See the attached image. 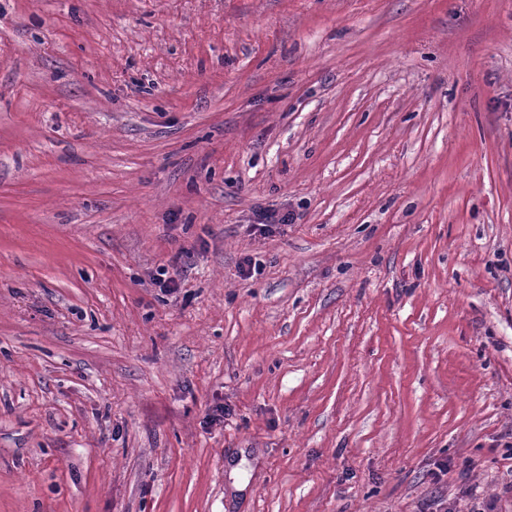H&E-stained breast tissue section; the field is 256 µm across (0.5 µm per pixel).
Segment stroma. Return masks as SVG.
Masks as SVG:
<instances>
[{
  "label": "stroma",
  "mask_w": 512,
  "mask_h": 512,
  "mask_svg": "<svg viewBox=\"0 0 512 512\" xmlns=\"http://www.w3.org/2000/svg\"><path fill=\"white\" fill-rule=\"evenodd\" d=\"M449 504L512 512V0H0V512Z\"/></svg>",
  "instance_id": "35a3bbf8"
}]
</instances>
